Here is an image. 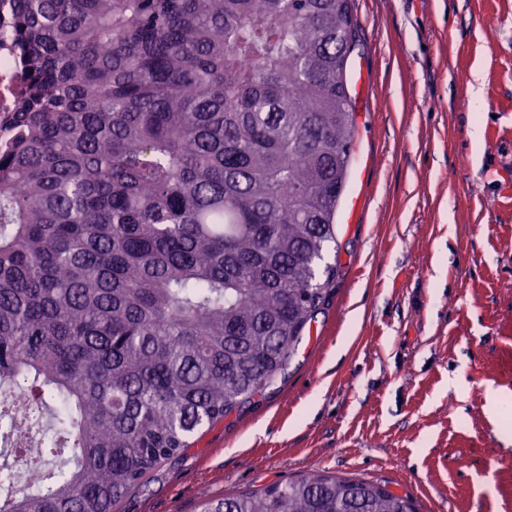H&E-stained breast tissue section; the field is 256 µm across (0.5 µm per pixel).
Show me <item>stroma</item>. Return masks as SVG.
<instances>
[{
	"instance_id": "stroma-1",
	"label": "stroma",
	"mask_w": 512,
	"mask_h": 512,
	"mask_svg": "<svg viewBox=\"0 0 512 512\" xmlns=\"http://www.w3.org/2000/svg\"><path fill=\"white\" fill-rule=\"evenodd\" d=\"M352 13L359 209L337 212L329 300L285 368L118 512H200L310 472L416 512H512V0Z\"/></svg>"
}]
</instances>
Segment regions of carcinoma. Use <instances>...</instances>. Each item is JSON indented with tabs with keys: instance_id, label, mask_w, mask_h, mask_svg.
I'll return each mask as SVG.
<instances>
[{
	"instance_id": "1",
	"label": "carcinoma",
	"mask_w": 512,
	"mask_h": 512,
	"mask_svg": "<svg viewBox=\"0 0 512 512\" xmlns=\"http://www.w3.org/2000/svg\"><path fill=\"white\" fill-rule=\"evenodd\" d=\"M351 0H0L23 68L0 142V388L57 404L0 512H117L251 398L336 279L354 113ZM200 512H416L310 474Z\"/></svg>"
}]
</instances>
